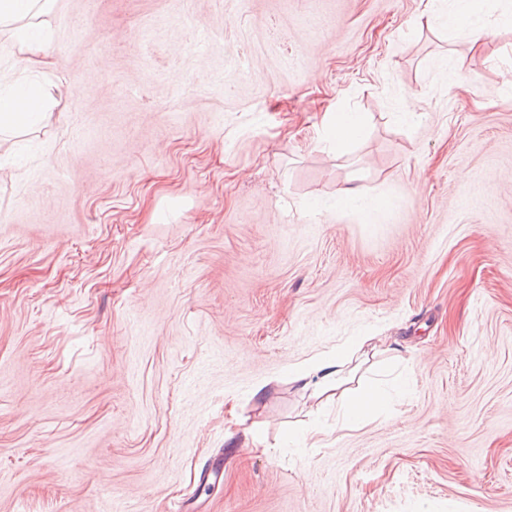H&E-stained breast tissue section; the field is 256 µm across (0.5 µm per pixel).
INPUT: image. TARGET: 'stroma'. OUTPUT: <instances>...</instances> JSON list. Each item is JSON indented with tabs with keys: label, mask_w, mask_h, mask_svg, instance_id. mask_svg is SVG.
Returning a JSON list of instances; mask_svg holds the SVG:
<instances>
[{
	"label": "stroma",
	"mask_w": 512,
	"mask_h": 512,
	"mask_svg": "<svg viewBox=\"0 0 512 512\" xmlns=\"http://www.w3.org/2000/svg\"><path fill=\"white\" fill-rule=\"evenodd\" d=\"M485 10L483 40L427 0H54L37 66L0 32V83L53 94L0 134V512H512V0ZM365 334L391 403L345 429L289 374ZM364 130V120L351 112H336L327 124V135L336 142V149L341 150L346 144L356 140ZM383 203L379 199L365 195L360 189L347 188L340 194L336 207L337 209H359L362 213L366 214L380 207Z\"/></svg>",
	"instance_id": "obj_1"
}]
</instances>
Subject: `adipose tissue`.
Here are the masks:
<instances>
[{
    "label": "adipose tissue",
    "instance_id": "adipose-tissue-1",
    "mask_svg": "<svg viewBox=\"0 0 512 512\" xmlns=\"http://www.w3.org/2000/svg\"><path fill=\"white\" fill-rule=\"evenodd\" d=\"M50 0H0V25L9 27L13 44L33 51L51 42L49 32L35 23ZM52 95L49 89L19 84L0 89V131L36 125L48 116ZM353 350L337 349L332 354L313 356L293 368L291 379L302 389L322 395L332 393L342 402L343 412L352 425L380 413L386 404L384 393L371 384L350 389L355 372L350 363Z\"/></svg>",
    "mask_w": 512,
    "mask_h": 512
}]
</instances>
